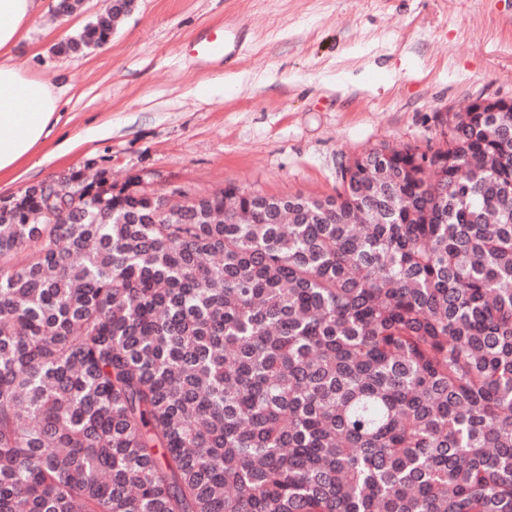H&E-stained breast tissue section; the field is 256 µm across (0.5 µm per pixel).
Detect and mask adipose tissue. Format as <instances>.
Wrapping results in <instances>:
<instances>
[{
	"label": "adipose tissue",
	"mask_w": 512,
	"mask_h": 512,
	"mask_svg": "<svg viewBox=\"0 0 512 512\" xmlns=\"http://www.w3.org/2000/svg\"><path fill=\"white\" fill-rule=\"evenodd\" d=\"M49 9L47 0H0V174L30 157L60 120L59 94L11 57L31 19Z\"/></svg>",
	"instance_id": "1"
}]
</instances>
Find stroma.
I'll list each match as a JSON object with an SVG mask.
<instances>
[{
  "label": "stroma",
  "instance_id": "35a3bbf8",
  "mask_svg": "<svg viewBox=\"0 0 512 512\" xmlns=\"http://www.w3.org/2000/svg\"><path fill=\"white\" fill-rule=\"evenodd\" d=\"M104 0L34 17L14 62L62 94L48 141L0 196L94 164L161 192H336L341 163L425 145L474 99L512 98V0H139L101 48L57 53ZM243 29L228 62L188 48Z\"/></svg>",
  "mask_w": 512,
  "mask_h": 512
}]
</instances>
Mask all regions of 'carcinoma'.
Returning <instances> with one entry per match:
<instances>
[{"mask_svg":"<svg viewBox=\"0 0 512 512\" xmlns=\"http://www.w3.org/2000/svg\"><path fill=\"white\" fill-rule=\"evenodd\" d=\"M363 156L325 200L0 197V512H512V113Z\"/></svg>","mask_w":512,"mask_h":512,"instance_id":"carcinoma-1","label":"carcinoma"}]
</instances>
